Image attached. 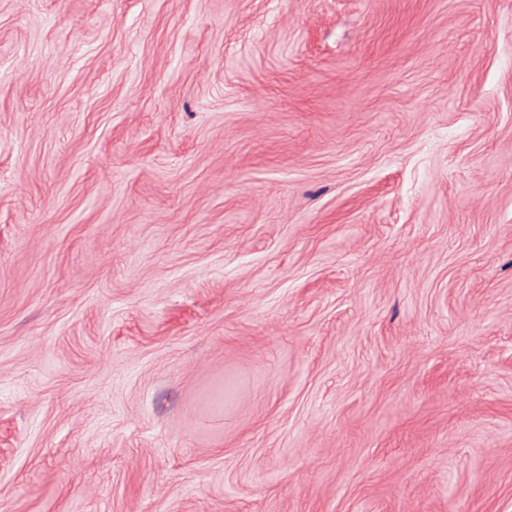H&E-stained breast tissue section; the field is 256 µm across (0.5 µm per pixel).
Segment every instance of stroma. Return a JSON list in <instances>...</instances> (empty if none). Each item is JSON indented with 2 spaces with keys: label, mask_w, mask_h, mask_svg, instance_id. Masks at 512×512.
Masks as SVG:
<instances>
[{
  "label": "stroma",
  "mask_w": 512,
  "mask_h": 512,
  "mask_svg": "<svg viewBox=\"0 0 512 512\" xmlns=\"http://www.w3.org/2000/svg\"><path fill=\"white\" fill-rule=\"evenodd\" d=\"M0 512H512V0H0Z\"/></svg>",
  "instance_id": "1"
}]
</instances>
